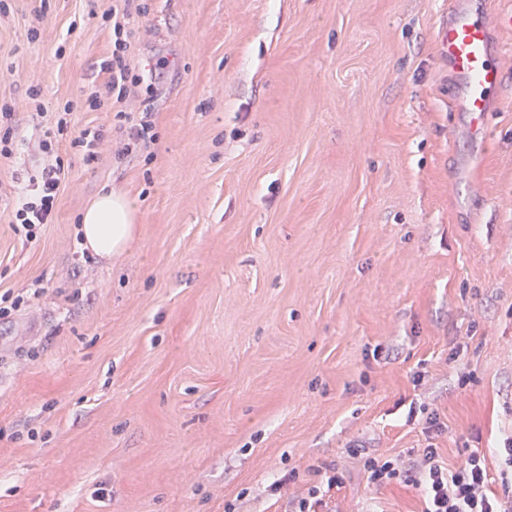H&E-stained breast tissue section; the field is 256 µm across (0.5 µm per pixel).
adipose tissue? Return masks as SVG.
<instances>
[{
	"label": "adipose tissue",
	"mask_w": 512,
	"mask_h": 512,
	"mask_svg": "<svg viewBox=\"0 0 512 512\" xmlns=\"http://www.w3.org/2000/svg\"><path fill=\"white\" fill-rule=\"evenodd\" d=\"M139 207L125 193L99 194L81 215L82 245L104 260L122 257L138 234Z\"/></svg>",
	"instance_id": "adipose-tissue-1"
}]
</instances>
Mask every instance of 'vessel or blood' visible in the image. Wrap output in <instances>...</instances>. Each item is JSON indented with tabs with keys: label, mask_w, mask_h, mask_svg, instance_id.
<instances>
[{
	"label": "vessel or blood",
	"mask_w": 512,
	"mask_h": 512,
	"mask_svg": "<svg viewBox=\"0 0 512 512\" xmlns=\"http://www.w3.org/2000/svg\"><path fill=\"white\" fill-rule=\"evenodd\" d=\"M512 27V13L490 20L487 11H475L470 0H449L439 28V39L448 66L459 83L449 89L454 111L465 113L471 132L482 136L492 102L502 85V71L490 49V25Z\"/></svg>",
	"instance_id": "vessel-or-blood-1"
}]
</instances>
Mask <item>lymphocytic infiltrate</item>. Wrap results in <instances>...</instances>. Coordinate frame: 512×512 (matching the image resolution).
<instances>
[{
    "label": "lymphocytic infiltrate",
    "instance_id": "1",
    "mask_svg": "<svg viewBox=\"0 0 512 512\" xmlns=\"http://www.w3.org/2000/svg\"><path fill=\"white\" fill-rule=\"evenodd\" d=\"M147 11V6L139 0H113L108 16L115 41L112 56L103 66L107 75L103 94L121 100L129 95L132 87L143 83V75L126 53L123 34L131 15L142 16ZM40 133L39 148L52 161L38 174L17 177L12 199L10 226L25 242L35 240L40 225L53 223L60 205L64 164L54 160L56 148L60 143H68L90 164L98 159L102 141L101 133L73 129L64 118L41 128ZM493 464L498 467L494 476L489 473ZM363 471L372 487L403 484L420 489L422 512H512V435L505 438L502 447L490 452L472 450L462 463L452 467L445 465L437 448L429 445L418 449L408 464L397 458H364ZM320 476V481L308 487L306 494L297 500L295 512H330L329 501L341 488L343 476L335 465L325 467Z\"/></svg>",
    "mask_w": 512,
    "mask_h": 512
}]
</instances>
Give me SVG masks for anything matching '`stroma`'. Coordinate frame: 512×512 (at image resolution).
Returning a JSON list of instances; mask_svg holds the SVG:
<instances>
[{
    "mask_svg": "<svg viewBox=\"0 0 512 512\" xmlns=\"http://www.w3.org/2000/svg\"><path fill=\"white\" fill-rule=\"evenodd\" d=\"M7 4L0 106L31 143L0 163V295L26 297L0 318V512H291L331 462L339 512H420L349 449L454 465L512 432V28L483 143L448 101V0H147L128 52L154 80L96 108L112 0ZM121 109L157 133L122 160ZM64 110L99 158L59 146L27 244L13 176L44 158L31 113ZM105 187L141 212L115 262L77 232ZM55 163L44 165L37 175L24 179L15 175L12 199V220L9 222L14 234L23 242L36 239V230L42 224L53 223L60 205V183L64 164L59 156Z\"/></svg>",
    "mask_w": 512,
    "mask_h": 512,
    "instance_id": "1",
    "label": "stroma"
}]
</instances>
